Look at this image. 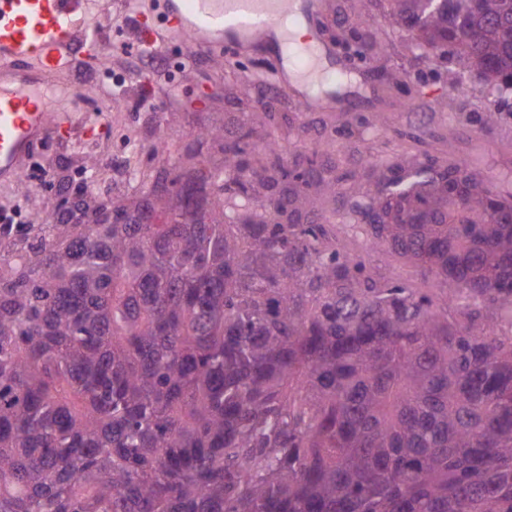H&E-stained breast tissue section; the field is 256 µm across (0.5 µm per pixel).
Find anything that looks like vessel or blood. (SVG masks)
Instances as JSON below:
<instances>
[{
  "mask_svg": "<svg viewBox=\"0 0 512 512\" xmlns=\"http://www.w3.org/2000/svg\"><path fill=\"white\" fill-rule=\"evenodd\" d=\"M152 14L154 28L141 41L152 45L158 34L185 41L207 53L224 47L252 46L279 58L281 83H294V72L318 74L320 85H295L306 112L339 108L359 111L360 94L350 85L334 49L311 33L320 0H161ZM85 0H0V183L16 184L34 146L48 137L70 138L88 123L76 113L49 109L37 87L66 72L73 56L99 67L102 43L79 30L72 15ZM309 37L296 40V31Z\"/></svg>",
  "mask_w": 512,
  "mask_h": 512,
  "instance_id": "vessel-or-blood-1",
  "label": "vessel or blood"
}]
</instances>
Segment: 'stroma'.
<instances>
[{"label": "stroma", "mask_w": 512, "mask_h": 512, "mask_svg": "<svg viewBox=\"0 0 512 512\" xmlns=\"http://www.w3.org/2000/svg\"><path fill=\"white\" fill-rule=\"evenodd\" d=\"M363 6L373 17L374 31L384 50L360 60L347 52L342 42L352 38L353 17ZM126 10L122 0H100L96 30L108 40L104 66L127 70V81L110 85L106 90L94 85L89 94L76 96L72 89L78 81L70 75L46 93L49 107L80 109L82 116L93 123L105 119L106 135L93 139L78 136L65 143L46 140L44 146L32 151L26 166L31 169L41 165L53 170L54 186H0V202L21 204L32 223H56L69 199V186L81 172L91 169L95 172V186L83 196L88 215L98 214L104 205L112 210H133L144 201L165 194L171 179L187 176L193 166L223 167L224 153L219 143L211 140L212 131L232 135L240 128L251 127L255 130V144L265 143L267 137L257 119L261 112H274L281 117L277 140L289 146L291 158L314 154L320 164L336 163V145L329 136L351 127L350 113L336 109L318 114L302 111L296 99L276 82L275 59L260 49H237L228 59L194 51L183 42L168 41L162 57L187 60L186 65L170 74L163 67L128 59L123 46L136 34L122 22ZM314 26L318 35L335 48L343 67L366 70L370 87L364 110L381 123L380 129L371 134L372 152H365L357 137H344L347 169L362 171L370 156L435 150L437 144L432 133L453 125L457 128L454 153L477 160L498 191L512 193V117H504L490 131L472 120V113L499 105L498 97L476 69L442 49L413 54L409 48L412 32L394 21L389 0H322ZM452 70L460 72L469 87L468 99L453 96L448 84V73ZM389 71L406 75L408 82L416 85V94L405 100L397 89L387 87L383 76ZM141 98L152 101L154 110H134V102ZM110 99L115 100V107L102 112L103 102ZM131 132L137 135L134 164L141 173L133 182L107 164L108 158L123 151L126 136ZM161 132L168 139L163 149L155 146V138ZM361 193L362 188L357 185L340 191L320 206L324 215L335 222L337 237L355 251L364 249L365 237L360 229L344 224L343 218L348 200ZM368 261L390 281L419 290L432 286L431 281L417 275L413 265L392 251L370 252Z\"/></svg>", "instance_id": "35a3bbf8"}]
</instances>
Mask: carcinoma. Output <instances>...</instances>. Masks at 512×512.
<instances>
[{
	"label": "carcinoma",
	"mask_w": 512,
	"mask_h": 512,
	"mask_svg": "<svg viewBox=\"0 0 512 512\" xmlns=\"http://www.w3.org/2000/svg\"><path fill=\"white\" fill-rule=\"evenodd\" d=\"M392 11L512 87V0ZM252 135L160 210L0 224V512H512V194L466 158H367L347 218L419 291L319 214L352 175ZM368 261L371 267L377 269L388 280L406 285L409 288L427 290L433 288L432 282L421 279L416 269L391 250L370 252Z\"/></svg>",
	"instance_id": "1"
}]
</instances>
